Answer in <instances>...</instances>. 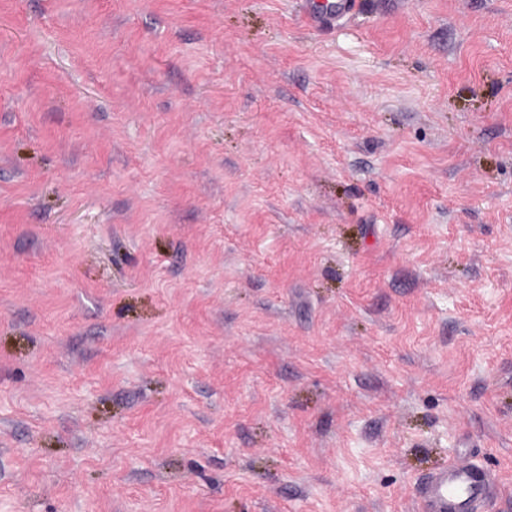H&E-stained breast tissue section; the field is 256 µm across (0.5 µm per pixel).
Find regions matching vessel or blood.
<instances>
[{
    "instance_id": "obj_1",
    "label": "vessel or blood",
    "mask_w": 512,
    "mask_h": 512,
    "mask_svg": "<svg viewBox=\"0 0 512 512\" xmlns=\"http://www.w3.org/2000/svg\"><path fill=\"white\" fill-rule=\"evenodd\" d=\"M493 479L477 465L461 461L425 477L420 498L425 512H478L491 497Z\"/></svg>"
}]
</instances>
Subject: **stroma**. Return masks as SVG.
I'll return each mask as SVG.
<instances>
[{"label": "stroma", "instance_id": "stroma-1", "mask_svg": "<svg viewBox=\"0 0 512 512\" xmlns=\"http://www.w3.org/2000/svg\"><path fill=\"white\" fill-rule=\"evenodd\" d=\"M0 0V512H512V0ZM493 479L477 465L461 461L443 465L421 484L424 512H478L492 494Z\"/></svg>", "mask_w": 512, "mask_h": 512}]
</instances>
